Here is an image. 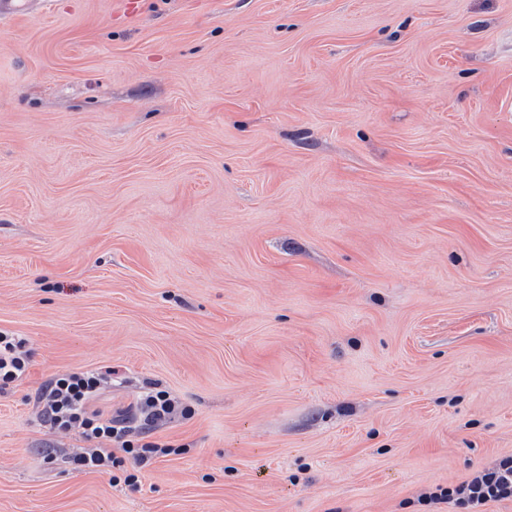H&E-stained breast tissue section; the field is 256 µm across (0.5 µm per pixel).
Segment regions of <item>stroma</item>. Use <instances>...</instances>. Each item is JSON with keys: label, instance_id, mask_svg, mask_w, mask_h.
Returning a JSON list of instances; mask_svg holds the SVG:
<instances>
[{"label": "stroma", "instance_id": "obj_1", "mask_svg": "<svg viewBox=\"0 0 512 512\" xmlns=\"http://www.w3.org/2000/svg\"><path fill=\"white\" fill-rule=\"evenodd\" d=\"M0 15V512H438L512 454V0ZM191 408L77 469L54 375ZM54 463L43 459L46 449ZM137 473L136 486L124 478ZM31 362L26 342L16 336L0 332V389L20 380Z\"/></svg>", "mask_w": 512, "mask_h": 512}]
</instances>
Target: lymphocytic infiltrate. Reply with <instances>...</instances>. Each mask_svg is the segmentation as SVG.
Listing matches in <instances>:
<instances>
[{
  "label": "lymphocytic infiltrate",
  "instance_id": "obj_1",
  "mask_svg": "<svg viewBox=\"0 0 512 512\" xmlns=\"http://www.w3.org/2000/svg\"><path fill=\"white\" fill-rule=\"evenodd\" d=\"M31 353L23 339L0 332V389L20 380L27 372ZM111 371H69L49 379L37 395V407L50 430L77 432L81 445L72 456L74 464L95 472H110L124 458L145 463L154 456H167L173 449L149 442L150 433L160 423L189 413L187 406L168 391L152 390L137 401L141 415L138 432H131L123 419L92 410ZM512 499V455L493 467L476 471L470 480L448 487L429 497L444 503L448 512H481L491 501Z\"/></svg>",
  "mask_w": 512,
  "mask_h": 512
}]
</instances>
